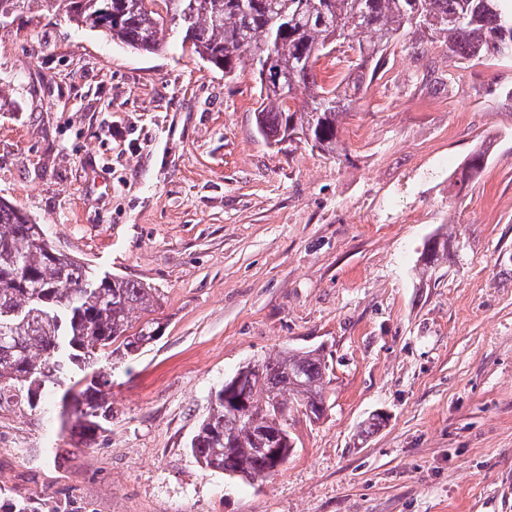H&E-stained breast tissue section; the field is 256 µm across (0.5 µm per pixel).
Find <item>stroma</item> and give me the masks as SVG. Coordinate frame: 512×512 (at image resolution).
Returning <instances> with one entry per match:
<instances>
[{"mask_svg": "<svg viewBox=\"0 0 512 512\" xmlns=\"http://www.w3.org/2000/svg\"><path fill=\"white\" fill-rule=\"evenodd\" d=\"M0 199L98 275L160 294L93 442L60 403L0 407V498L49 512H512V58L408 30L341 149L267 144L251 71L145 55L23 10L0 25ZM487 150L483 172L467 158ZM450 257L423 271L424 245ZM322 350L330 406L245 483L188 446L210 395ZM385 416L373 433L372 415Z\"/></svg>", "mask_w": 512, "mask_h": 512, "instance_id": "stroma-1", "label": "stroma"}]
</instances>
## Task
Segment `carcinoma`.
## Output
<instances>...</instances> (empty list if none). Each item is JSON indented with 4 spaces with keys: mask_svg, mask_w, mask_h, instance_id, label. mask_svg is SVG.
I'll return each mask as SVG.
<instances>
[{
    "mask_svg": "<svg viewBox=\"0 0 512 512\" xmlns=\"http://www.w3.org/2000/svg\"><path fill=\"white\" fill-rule=\"evenodd\" d=\"M32 8L51 18L64 15L142 53H162L178 41L228 77L248 67L260 84L257 132L271 143L303 141L325 154L338 150L340 119L359 88L356 80L343 88L319 84V57L336 45L355 44L357 68L364 70L417 26L469 62L489 53L512 57V0H0V18ZM300 93L306 99L298 108ZM486 162L485 152L472 153L468 176L480 174ZM446 260L447 240L435 235L424 246L425 270ZM158 299L146 284L92 273L1 198L0 405L34 409L56 395L62 417L94 440L111 419L112 381L99 361L129 357L161 338L163 324L148 317ZM328 370L319 351L295 349L238 369L234 397L246 403L247 416L279 421L280 461L260 451L246 420L224 405L222 387L190 441L191 455L207 471L245 481L277 472L296 448L288 415L277 410L321 419Z\"/></svg>",
    "mask_w": 512,
    "mask_h": 512,
    "instance_id": "1",
    "label": "carcinoma"
}]
</instances>
